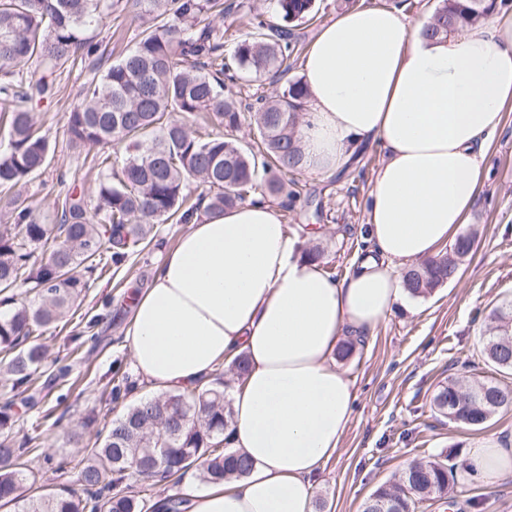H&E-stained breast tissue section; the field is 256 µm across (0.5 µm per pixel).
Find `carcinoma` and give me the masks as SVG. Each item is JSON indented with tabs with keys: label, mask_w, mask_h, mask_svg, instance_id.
Here are the masks:
<instances>
[{
	"label": "carcinoma",
	"mask_w": 512,
	"mask_h": 512,
	"mask_svg": "<svg viewBox=\"0 0 512 512\" xmlns=\"http://www.w3.org/2000/svg\"><path fill=\"white\" fill-rule=\"evenodd\" d=\"M152 24L134 47L90 83L81 103L66 117L69 144L94 151L97 186L88 192L76 176L57 178L60 213L43 223L26 200L12 190L31 181L51 160L48 136L27 104L55 93L57 77L98 52L86 37L92 26L111 16L114 0H0V119L8 142L0 153V193L13 219L0 224V350L11 355L0 375V391H29L43 352L31 340L60 321L82 301L85 275L118 266L141 253L154 227L173 221L218 215L262 198L285 211L309 199L290 188L286 177L306 169L299 138L305 86L293 81L272 101L260 100L253 112L255 144L236 138L247 115L225 93L224 72L264 75L273 82L288 72L295 46L288 28L255 17L244 36L224 56V30L199 26L208 12L224 14L222 0H127ZM285 21L302 20L312 0H278ZM496 0H441L426 29L448 36L485 19ZM37 62L39 76L24 77ZM208 113L224 134L202 136L187 121ZM124 146L119 169L112 145ZM200 189L194 193L191 187ZM473 237L459 235L452 247L408 268L403 280L414 297H425L455 277L471 252ZM26 287L32 300L20 303L15 289ZM484 357L512 372V299L489 314ZM131 390L129 375L114 371L110 400ZM434 409L450 423L482 426L512 407V386L473 377L450 376L433 396ZM232 418L220 377L191 390L142 399L112 419L78 472L82 493L64 489L21 498L22 485L37 483L23 467L26 446L12 437L13 416L0 412V503H22L18 512H159V503L130 490L128 471L146 488L179 480L195 467L208 483L238 479L249 472L248 459L227 447L224 432ZM458 464L438 458L412 462L391 484L379 486L362 512H418L422 504L448 495Z\"/></svg>",
	"instance_id": "1"
}]
</instances>
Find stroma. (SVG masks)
Returning a JSON list of instances; mask_svg holds the SVG:
<instances>
[{"instance_id": "stroma-1", "label": "stroma", "mask_w": 512, "mask_h": 512, "mask_svg": "<svg viewBox=\"0 0 512 512\" xmlns=\"http://www.w3.org/2000/svg\"><path fill=\"white\" fill-rule=\"evenodd\" d=\"M401 3L409 25L434 14L440 0H316L311 19L289 22L298 49H306L318 29L338 13L358 6L390 7ZM278 17L276 0H224V48L239 40L246 14ZM142 30L140 18L122 7L96 31L104 63L119 60ZM94 76L78 65L58 82L50 99L33 105L35 119L56 144L46 169L22 186L21 192L42 222L55 221L54 185L60 172L95 185L96 172L84 152L67 145L66 115L81 102L80 92ZM385 159L377 145L368 146L349 169L328 176L303 172L295 181L302 195L321 200L322 218L298 207L283 216L289 229L316 224L326 272L343 278L354 257L368 242L363 224L371 182ZM484 183L463 231H476L472 253L457 276L431 295L396 306L353 354L339 363L354 382L356 405L336 458L319 475L317 497L324 512H361L364 501L381 485L394 481L410 462L445 454L455 462L467 459V443L476 431L448 423L432 408V397L448 376L497 378L482 356L484 318L504 297L512 296V112L505 113L482 161ZM187 230L183 224H161L150 244L120 269L106 268L91 276L86 296L75 314L51 326L41 342L47 349L33 390L52 410L53 420L33 427L35 412L15 399L11 411L17 439L31 442L23 458L41 484L51 488L75 480L78 463L96 441V434L120 412L110 404L105 387L115 366L130 368L124 332L136 293L152 282L157 264ZM65 377H57L60 367ZM65 463L66 474L43 465L44 456ZM424 512H512V478L494 483L475 478L456 482L449 499H434Z\"/></svg>"}]
</instances>
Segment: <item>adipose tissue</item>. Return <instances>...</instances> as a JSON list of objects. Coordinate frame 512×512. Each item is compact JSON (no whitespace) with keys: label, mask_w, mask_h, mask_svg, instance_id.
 I'll return each instance as SVG.
<instances>
[{"label":"adipose tissue","mask_w":512,"mask_h":512,"mask_svg":"<svg viewBox=\"0 0 512 512\" xmlns=\"http://www.w3.org/2000/svg\"><path fill=\"white\" fill-rule=\"evenodd\" d=\"M300 128L310 171L331 174L380 145L366 211L368 253L332 279L274 203L192 221L138 294L125 332L140 382L194 388L245 356L232 384L229 446L249 474L187 491L185 512H314V481L336 456L356 394L338 365L343 340L406 302L400 267L435 255L483 184L479 145L512 109V16L459 37L426 36L397 7L360 6L323 24L302 59ZM466 475L512 473L496 435L471 440Z\"/></svg>","instance_id":"1"}]
</instances>
